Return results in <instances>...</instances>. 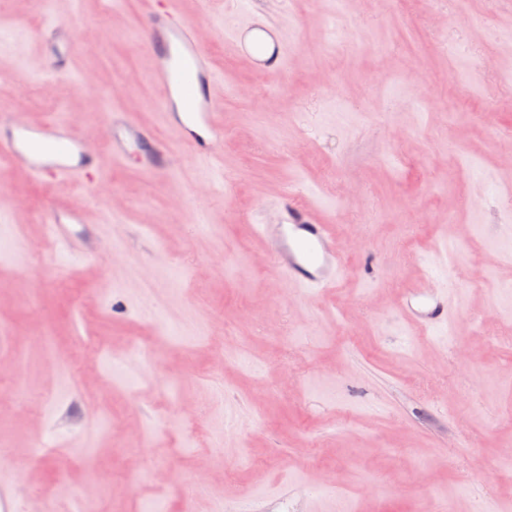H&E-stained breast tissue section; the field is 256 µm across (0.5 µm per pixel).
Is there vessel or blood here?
I'll list each match as a JSON object with an SVG mask.
<instances>
[{
  "mask_svg": "<svg viewBox=\"0 0 512 512\" xmlns=\"http://www.w3.org/2000/svg\"><path fill=\"white\" fill-rule=\"evenodd\" d=\"M144 47L155 59L153 82L160 95L161 117L179 141L195 156L213 158L224 146V127L215 95L219 75L196 34L195 23L176 8V0H145ZM241 50H258L256 63L263 74L281 75L288 68L289 47L271 27L254 24L233 31ZM114 162L136 159L138 168L154 176L170 172L171 148L153 128L134 123L123 112L107 120ZM0 160L24 166L31 177L56 182H82L102 168L87 153L80 136L68 125L30 124L0 118ZM282 223L261 224L259 234L269 239L277 273L289 285L322 292L335 287L344 272L343 251L329 225L316 223L311 209L293 192H284L277 204ZM76 213L53 212L44 219L49 230L69 251L93 254V242L73 235L81 223ZM453 311L446 293L428 287L411 290L401 305L403 317L424 329L448 325Z\"/></svg>",
  "mask_w": 512,
  "mask_h": 512,
  "instance_id": "b4317fda",
  "label": "vessel or blood"
}]
</instances>
